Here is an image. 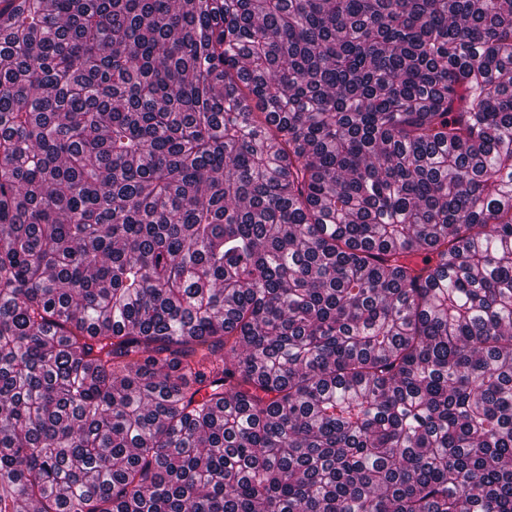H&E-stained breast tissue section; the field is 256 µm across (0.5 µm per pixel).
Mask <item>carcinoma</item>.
<instances>
[{
  "label": "carcinoma",
  "instance_id": "carcinoma-1",
  "mask_svg": "<svg viewBox=\"0 0 512 512\" xmlns=\"http://www.w3.org/2000/svg\"><path fill=\"white\" fill-rule=\"evenodd\" d=\"M0 512H512V0H0Z\"/></svg>",
  "mask_w": 512,
  "mask_h": 512
}]
</instances>
